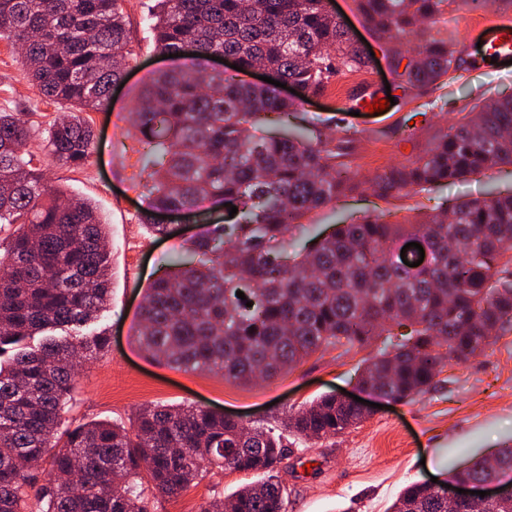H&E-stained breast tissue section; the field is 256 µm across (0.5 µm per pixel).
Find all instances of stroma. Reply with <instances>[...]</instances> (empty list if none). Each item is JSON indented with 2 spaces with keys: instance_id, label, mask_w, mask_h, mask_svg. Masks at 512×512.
Instances as JSON below:
<instances>
[{
  "instance_id": "obj_1",
  "label": "stroma",
  "mask_w": 512,
  "mask_h": 512,
  "mask_svg": "<svg viewBox=\"0 0 512 512\" xmlns=\"http://www.w3.org/2000/svg\"><path fill=\"white\" fill-rule=\"evenodd\" d=\"M155 0H125L134 42L140 51L127 69L122 89L113 91L108 110L88 112L97 139L91 164L80 170L51 167L55 186L90 199L106 224L111 248V302L95 329L107 330L108 350L83 363L76 379L73 418L132 421L147 405L200 404L244 424L274 423L288 409L325 394L357 393L356 378L369 349L318 350L272 380L239 384L223 375L184 371L154 361L137 346L134 332L140 309L160 260L181 251L206 231L190 213L160 215L167 237L152 236L144 223L140 188L135 187L139 144L129 135V119L139 90L154 73L174 68L175 60L153 50L150 13ZM330 9L370 53L367 71L341 76L327 92L296 101L298 111L315 119L329 135L354 130L349 145L357 176L336 204L309 213L300 228H290L291 252L305 250L334 225L349 224L370 214L387 212L397 224L414 222L438 204L450 200L491 199L512 193V166L486 174L444 182L431 190L407 195L381 193L375 178L387 167L421 152L437 132L457 123L475 104L512 95V66L482 61L471 27L487 16L512 20V8L470 11L450 4L434 36L454 44L459 67L430 89L409 92L385 111H347L348 98L359 88H384L391 79L382 40L364 23L356 0H329ZM0 110L30 113L40 128H48L63 105L46 102L26 79L11 47L0 40ZM413 121L416 137L401 141L395 127ZM512 445V330L501 333L480 353L463 363L446 362L432 387L391 408L370 409L367 419L345 434L294 448L280 472L288 489V512H388L410 484L431 477L443 480L478 458L491 457ZM254 472L227 470L206 477L176 497L160 496L154 512H198L214 492L230 494L259 481Z\"/></svg>"
}]
</instances>
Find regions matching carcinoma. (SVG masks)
<instances>
[{
    "mask_svg": "<svg viewBox=\"0 0 512 512\" xmlns=\"http://www.w3.org/2000/svg\"><path fill=\"white\" fill-rule=\"evenodd\" d=\"M123 0H0V40L49 102L71 106L47 129L51 163L80 169L95 153L81 116L106 109L134 59ZM407 93L458 69L456 50L429 34L447 0H358ZM154 50L182 63L142 88L131 126L142 145L145 219L159 210L237 207L225 224L160 262L142 305L136 341L154 359L250 383L271 379L317 350L366 346L390 328L408 338L366 360L358 386L393 401L427 391L445 357L465 361L512 327V194L443 204L412 234L432 261L417 270L390 250L406 228L385 214L339 224L292 259L271 245L309 212L336 202L354 179L335 138L291 111L274 85L213 72L215 55L264 68L300 96L323 95L339 75L369 66L327 0H156ZM418 37L415 49L400 36ZM33 125L0 112V512H151L148 491L174 496L214 471H256L261 481L199 512H286L275 472L290 440L314 444L365 419L334 394L285 412L280 428L246 426L205 406H147L131 427L74 424L76 360L110 345L86 333L110 305L105 224L92 204L52 184L25 159ZM512 165V96L475 106L416 156L378 175L385 192H410ZM241 291L245 299L237 297ZM251 306H246V302ZM58 330L68 335L60 337ZM39 337L35 345L30 343ZM49 460L54 477L34 487ZM512 474V446L463 472L478 482ZM389 512H448L423 481ZM460 512H512V502Z\"/></svg>",
    "mask_w": 512,
    "mask_h": 512,
    "instance_id": "1",
    "label": "carcinoma"
}]
</instances>
